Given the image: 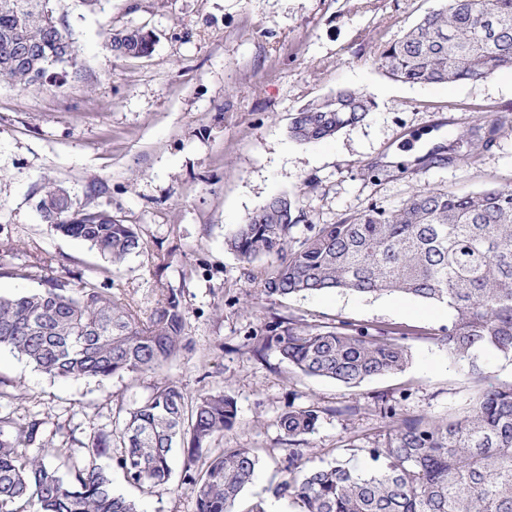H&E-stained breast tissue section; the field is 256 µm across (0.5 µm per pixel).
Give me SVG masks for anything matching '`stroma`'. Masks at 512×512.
Instances as JSON below:
<instances>
[{"label":"stroma","instance_id":"stroma-1","mask_svg":"<svg viewBox=\"0 0 512 512\" xmlns=\"http://www.w3.org/2000/svg\"><path fill=\"white\" fill-rule=\"evenodd\" d=\"M438 0H51L79 48L77 68L44 86L0 84V294L43 288L47 280L89 279L148 317L160 287L174 289L190 347L163 375L189 396L224 391L238 409L227 448H256L262 463L238 503L275 499L287 463L277 421L289 405L315 406L306 436L308 464L327 466L347 448H368L383 432L384 410L437 420L465 415L481 387L440 343L447 306L381 293L335 291L307 297L263 294L271 264L242 262L224 240L271 196L288 194L302 220L296 238L369 204L398 206L420 187L478 191L512 185V69L477 82L408 85L389 78L373 56ZM135 25L156 37L153 52L117 59L108 28ZM368 95L374 107L358 126L302 144L293 112L336 88ZM501 131L490 146L471 135L479 120ZM456 145L470 164H432L433 150ZM68 189L76 208L110 212L136 225L142 255L121 270L82 242L55 233L38 214L43 179ZM22 267L26 277L11 276ZM320 330L350 323L375 336H405L401 372L359 385L306 377L272 350L256 355L271 318ZM0 380L23 399L0 402L20 419H44L65 454H81L91 430H110L119 405L146 399L152 378L70 382L38 371L0 347ZM184 458L174 453L165 486L129 484L110 458L114 492L142 512H195L179 489Z\"/></svg>","mask_w":512,"mask_h":512}]
</instances>
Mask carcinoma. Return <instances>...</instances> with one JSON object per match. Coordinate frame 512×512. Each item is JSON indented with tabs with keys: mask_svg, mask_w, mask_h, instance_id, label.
<instances>
[{
	"mask_svg": "<svg viewBox=\"0 0 512 512\" xmlns=\"http://www.w3.org/2000/svg\"><path fill=\"white\" fill-rule=\"evenodd\" d=\"M116 58L151 54L152 34L139 27L110 29ZM395 80L410 85L480 81L512 68V0H440L378 53ZM78 65V49L50 0H0V83L40 87L59 66ZM373 102L348 87L292 114L288 132L310 144L362 123ZM495 122L475 127L485 145ZM44 223L86 244L119 268L145 246L136 227L106 211L83 212L69 193L47 180L38 204ZM300 223L288 195L270 198L225 238L250 263L273 257L267 296L290 298L329 291L391 293L443 304L452 311L438 337L448 358L482 381L481 360L492 352L512 361V188L478 192L418 188L396 209L370 205L324 224L292 246ZM186 318L176 293L163 289L147 320L131 305L90 281L54 278L39 291L0 295V346L37 370L70 381L154 375L144 401L119 408L110 431L88 435L86 451L65 455L35 417L21 422L0 413V512H139L112 491L97 460L109 456L127 481L150 491L168 483L171 456L183 450L178 488L196 512H236L260 467L257 448H213L237 421L233 397L222 391L190 397L162 377L187 347ZM256 348L275 350L308 377L347 385L402 370L408 346L344 323L316 331L295 323L266 324ZM383 438L362 466L337 460L310 468L300 445L315 433L318 410L288 405L278 427L288 437V466L275 486L300 512H512V382L489 385L470 411L453 420L384 411Z\"/></svg>",
	"mask_w": 512,
	"mask_h": 512,
	"instance_id": "1",
	"label": "carcinoma"
}]
</instances>
